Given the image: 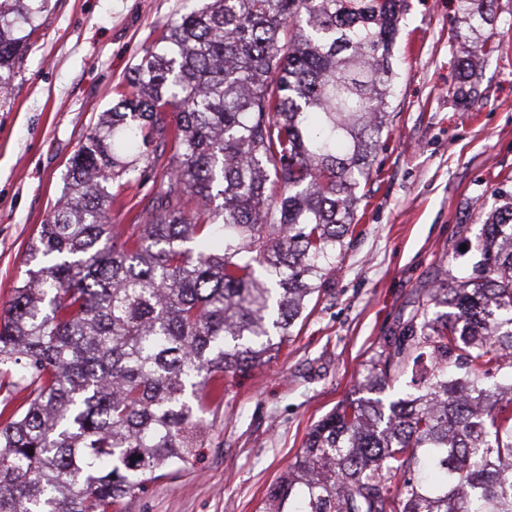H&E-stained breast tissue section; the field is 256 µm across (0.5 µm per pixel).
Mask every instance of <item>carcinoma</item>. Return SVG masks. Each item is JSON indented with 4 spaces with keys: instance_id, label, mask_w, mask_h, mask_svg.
Returning <instances> with one entry per match:
<instances>
[{
    "instance_id": "obj_1",
    "label": "carcinoma",
    "mask_w": 512,
    "mask_h": 512,
    "mask_svg": "<svg viewBox=\"0 0 512 512\" xmlns=\"http://www.w3.org/2000/svg\"><path fill=\"white\" fill-rule=\"evenodd\" d=\"M47 0H0V101ZM472 28L496 0H459ZM407 0H198L115 87L0 315V512H121L192 465L205 399L277 357L353 234ZM291 31L281 42L284 29ZM161 173L121 230L120 196ZM470 274L384 337L262 512H512V190ZM221 203H216V200ZM193 208H187L189 202ZM427 357L422 385L381 394Z\"/></svg>"
}]
</instances>
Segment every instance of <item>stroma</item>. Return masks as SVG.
<instances>
[{"label": "stroma", "instance_id": "1", "mask_svg": "<svg viewBox=\"0 0 512 512\" xmlns=\"http://www.w3.org/2000/svg\"><path fill=\"white\" fill-rule=\"evenodd\" d=\"M183 0H48L0 107V311L28 269L27 245L63 194L69 161L115 86ZM388 125L361 184L357 228L336 252L328 288L276 359L226 377L193 466L148 481L122 512H261L313 427L360 397L383 336L461 252L512 181V0L470 30L458 0H408ZM476 97L455 58L481 45Z\"/></svg>", "mask_w": 512, "mask_h": 512}]
</instances>
